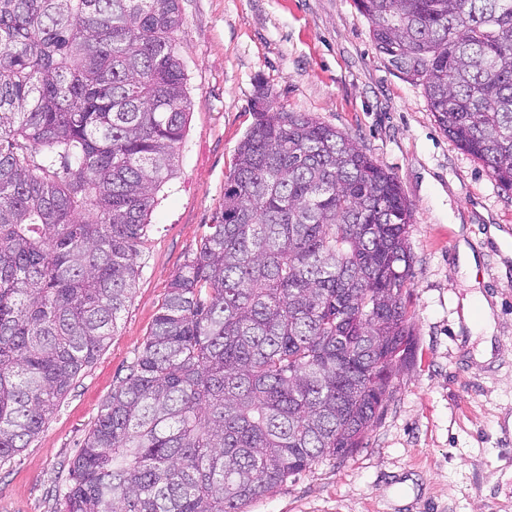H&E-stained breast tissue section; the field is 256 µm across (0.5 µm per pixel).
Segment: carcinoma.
<instances>
[{
    "mask_svg": "<svg viewBox=\"0 0 512 512\" xmlns=\"http://www.w3.org/2000/svg\"><path fill=\"white\" fill-rule=\"evenodd\" d=\"M512 191V0H355ZM179 0H0V465L107 346L192 102ZM224 199L72 462L63 512H244L362 447L414 348L412 209L262 95Z\"/></svg>",
    "mask_w": 512,
    "mask_h": 512,
    "instance_id": "carcinoma-1",
    "label": "carcinoma"
}]
</instances>
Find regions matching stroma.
Returning a JSON list of instances; mask_svg holds the SVG:
<instances>
[{
	"instance_id": "35a3bbf8",
	"label": "stroma",
	"mask_w": 512,
	"mask_h": 512,
	"mask_svg": "<svg viewBox=\"0 0 512 512\" xmlns=\"http://www.w3.org/2000/svg\"><path fill=\"white\" fill-rule=\"evenodd\" d=\"M189 124L136 257L132 296L106 348L40 434L0 467V512H62L69 468L148 336L173 275L223 202L260 94L357 138L413 209L416 347L363 448L322 461L246 512H512V191L439 127L419 83L375 46L354 0H180ZM475 264L460 271V246ZM496 315L478 364L462 318L471 291Z\"/></svg>"
}]
</instances>
